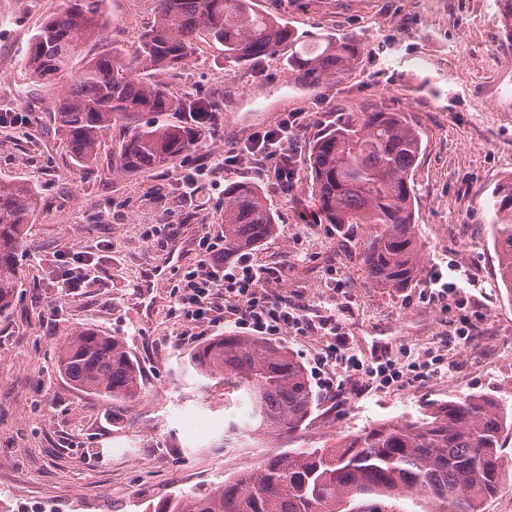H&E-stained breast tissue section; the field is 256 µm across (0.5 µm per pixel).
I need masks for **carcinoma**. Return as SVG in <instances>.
I'll use <instances>...</instances> for the list:
<instances>
[{"instance_id": "obj_1", "label": "carcinoma", "mask_w": 512, "mask_h": 512, "mask_svg": "<svg viewBox=\"0 0 512 512\" xmlns=\"http://www.w3.org/2000/svg\"><path fill=\"white\" fill-rule=\"evenodd\" d=\"M104 0H66L33 34L25 66L55 91L54 122L70 156L86 170L107 134L126 132L112 169L144 175L197 150V129L158 124L165 112L205 115L209 106L177 99L149 79L195 53L200 32L224 45V60L253 63L288 48L291 76L333 80L357 60L352 36L327 34L305 42L252 0H155V22L131 54L102 51L73 70L84 42L106 30ZM421 132L401 112L366 106L309 148V175L320 215L339 228L372 226L359 253L371 282L402 290L424 274L426 255L413 233L414 170ZM37 193L27 183L0 179V316L21 287L18 252L33 222ZM499 278L512 294V181L488 199ZM275 213L258 185L224 188V259L258 246L276 231ZM199 376L217 378L247 402L243 430L294 438L309 425L316 402L304 364L285 346L253 336L220 335L189 358ZM56 371L77 389L129 407L142 394L141 371L124 342L93 326L76 327L60 342ZM506 410L476 394L435 403L418 418L397 419L342 435L321 448H293L255 470L203 492L178 491L153 512H393L391 504L422 494L421 512H482L501 476Z\"/></svg>"}]
</instances>
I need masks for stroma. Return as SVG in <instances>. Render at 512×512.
<instances>
[{
	"instance_id": "1",
	"label": "stroma",
	"mask_w": 512,
	"mask_h": 512,
	"mask_svg": "<svg viewBox=\"0 0 512 512\" xmlns=\"http://www.w3.org/2000/svg\"><path fill=\"white\" fill-rule=\"evenodd\" d=\"M63 3L0 0V113L20 119L0 127V179L38 190L19 251L21 288L0 317V512H69L82 497L94 512H149L171 491L211 488L268 456L417 417L461 393L512 408V300L497 276L487 210L493 189L512 178V81L498 79L512 72V41L499 22L500 0H253L305 40L355 36L361 53L352 69L299 91L288 79L287 51L230 70L223 44L200 34L191 61L158 76L220 119L182 158L185 166L242 145L288 112L304 115V151L360 107L405 113L422 131L414 232L429 263L475 279L462 310L422 302L416 286L373 285L358 257L370 226L324 223L309 178L284 195L261 169L242 165L217 174L186 203L173 167L134 178L114 174L105 158L89 171L76 167L54 135L51 91L25 69L30 37ZM105 9V40L83 44L74 67L101 50L133 51L154 22L153 0H106ZM242 179L262 186L277 215L276 233L252 257L281 270L282 291L342 309L349 346L364 361L383 342L399 363L440 354L449 370L383 390L347 380L328 389L316 379L312 422L295 438L256 444L238 436L226 444L239 405L226 398L223 383L193 376L185 358L202 339L233 326L220 320L197 337L174 318L173 287L186 266L163 265L169 241L149 231L178 224L195 242L223 230L224 188ZM101 239L111 240L112 259L99 263L90 287L61 299L55 280L62 259ZM159 264L165 275L153 304L137 285L143 270ZM461 313L475 331L452 346L448 333ZM83 325L122 339L142 369L144 392L122 415L55 369L59 342Z\"/></svg>"
}]
</instances>
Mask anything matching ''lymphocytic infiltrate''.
<instances>
[{
	"label": "lymphocytic infiltrate",
	"mask_w": 512,
	"mask_h": 512,
	"mask_svg": "<svg viewBox=\"0 0 512 512\" xmlns=\"http://www.w3.org/2000/svg\"><path fill=\"white\" fill-rule=\"evenodd\" d=\"M301 127L300 113H288L275 128L255 133L244 147L212 155L181 171L176 183L184 197L190 198L214 169L227 170L246 162L261 168L281 193L291 192L303 175L297 146ZM108 251V246L98 245L74 252L63 268L60 287L71 291L84 287ZM280 279V270L253 263L247 254L235 263H225L223 234L209 233L198 241L196 261L183 273L172 310L175 317L199 328L221 319L250 336H326L328 343L316 360L319 372L332 378L356 376L370 387L387 388L440 373L444 360L439 355L404 368L386 354L363 363L348 347L335 313H321L312 304L284 294L278 287Z\"/></svg>",
	"instance_id": "obj_1"
}]
</instances>
